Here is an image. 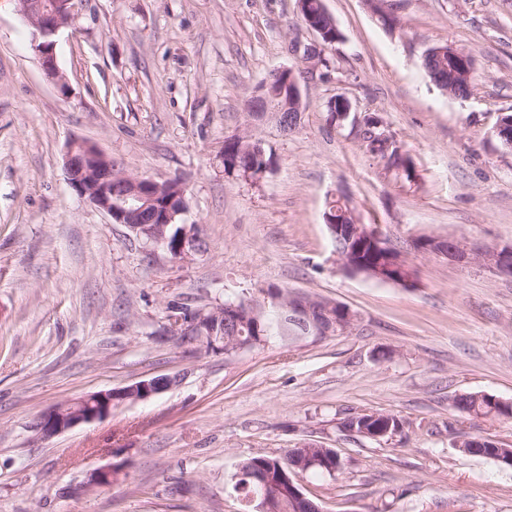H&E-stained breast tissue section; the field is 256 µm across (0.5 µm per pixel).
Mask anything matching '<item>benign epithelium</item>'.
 Listing matches in <instances>:
<instances>
[{
  "label": "benign epithelium",
  "mask_w": 512,
  "mask_h": 512,
  "mask_svg": "<svg viewBox=\"0 0 512 512\" xmlns=\"http://www.w3.org/2000/svg\"><path fill=\"white\" fill-rule=\"evenodd\" d=\"M19 11L32 28V41L41 68L51 79L61 94H66L68 85L57 63L56 36L72 18L76 0H17ZM316 39L306 49L302 60L307 67L296 72L291 68L274 71V75L285 78L288 85V101H282L283 92L266 85L261 98L255 100L253 111L265 113V118L278 121L282 112H302L304 104L300 88V78L315 71L317 60L324 51L330 38L320 25L306 23ZM500 143L512 150V116H502L495 128ZM65 167L69 184L82 197L105 212L115 224H124L148 242L164 247L172 257L184 255L188 239L195 232H187L180 228L176 240L167 235V228L172 224L177 212L157 202L158 183L144 178L128 175L120 171L112 160L103 155L94 146L73 141L66 153ZM416 250L425 253L442 255L448 260L467 265L477 264L496 275H512V244L492 247L470 246L455 238L424 236L415 239ZM264 302L275 309L288 312L311 322L310 306L314 299L306 294L291 293L289 295L278 289L264 292ZM244 316L243 309L231 306L227 310L216 309L210 314L200 313L199 318L190 327L184 328L188 334L198 330V323L210 321L215 325L224 320H238ZM355 325L352 314L341 319L331 316L329 326L324 334L329 335L332 329H340L346 334ZM178 382L176 376L155 377L138 382L134 385L118 389L100 391L85 395L40 415L32 425V430L42 438H50L69 430L81 423L102 418L112 409L132 400H143L159 394ZM120 471L116 466L97 469L91 473L89 483L96 486L112 484ZM300 501L306 500L299 486L285 473L268 475L260 483V491L253 494L249 503H261L262 512H275L280 503V493Z\"/></svg>",
  "instance_id": "obj_1"
}]
</instances>
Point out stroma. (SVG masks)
I'll return each instance as SVG.
<instances>
[{
    "label": "stroma",
    "instance_id": "stroma-1",
    "mask_svg": "<svg viewBox=\"0 0 512 512\" xmlns=\"http://www.w3.org/2000/svg\"><path fill=\"white\" fill-rule=\"evenodd\" d=\"M324 5L341 38L302 82L285 135L246 102L270 70L303 68L289 46L314 36L297 0H82L57 36L64 96L14 0H0V512H252L234 489L240 463L307 443L344 463L298 479L322 512H512V469L459 447L512 448V420L452 405L476 391L512 402V277L413 247L512 243V151L494 133L512 113V0H384L391 28L368 0ZM440 43L473 56L470 97L427 75ZM339 95L382 118L413 180L365 153L359 126L331 121ZM244 134L274 152L261 179L224 172L225 140ZM75 139L127 174L182 179L178 221L198 237L183 258L72 189ZM339 197L406 257L415 287L341 270L324 218ZM270 287L331 299L357 322L228 357L170 316ZM168 375L177 383L103 418L47 439L31 429L65 401ZM369 411L402 419V433L342 431ZM114 464L117 482L89 486Z\"/></svg>",
    "mask_w": 512,
    "mask_h": 512
}]
</instances>
